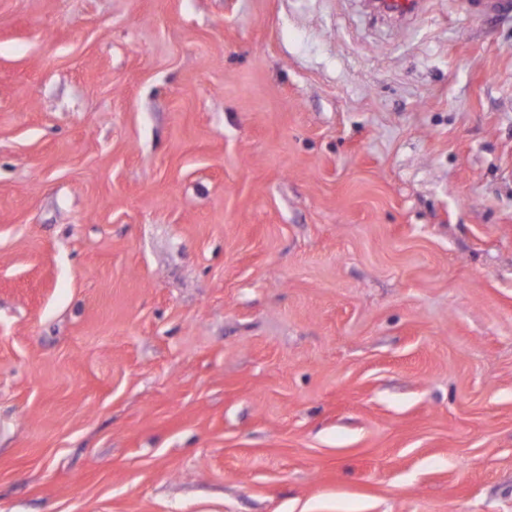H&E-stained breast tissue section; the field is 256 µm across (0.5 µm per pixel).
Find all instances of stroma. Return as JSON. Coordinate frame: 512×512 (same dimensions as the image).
<instances>
[{
	"label": "stroma",
	"instance_id": "1",
	"mask_svg": "<svg viewBox=\"0 0 512 512\" xmlns=\"http://www.w3.org/2000/svg\"><path fill=\"white\" fill-rule=\"evenodd\" d=\"M0 0V512H512V0Z\"/></svg>",
	"mask_w": 512,
	"mask_h": 512
}]
</instances>
